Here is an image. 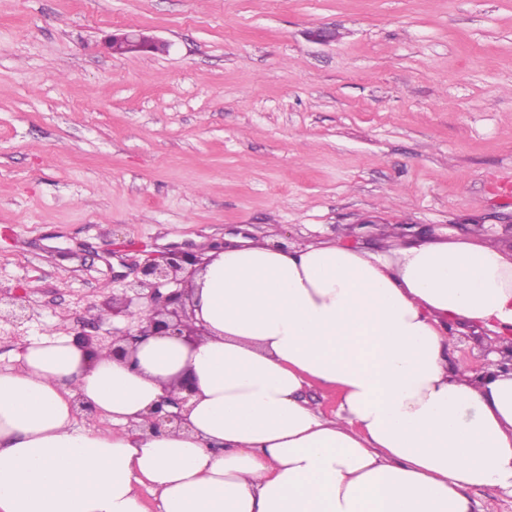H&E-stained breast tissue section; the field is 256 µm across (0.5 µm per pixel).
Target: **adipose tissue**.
I'll return each instance as SVG.
<instances>
[{"mask_svg":"<svg viewBox=\"0 0 512 512\" xmlns=\"http://www.w3.org/2000/svg\"><path fill=\"white\" fill-rule=\"evenodd\" d=\"M204 254L193 343L119 360L40 336L0 367V512H143V486L162 512H472L469 488H512V252ZM454 323L487 330L482 374L449 363ZM184 377L189 428L142 432ZM314 386L338 393L333 416L306 404Z\"/></svg>","mask_w":512,"mask_h":512,"instance_id":"1","label":"adipose tissue"}]
</instances>
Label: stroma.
Returning <instances> with one entry per match:
<instances>
[{
  "label": "stroma",
  "instance_id": "stroma-1",
  "mask_svg": "<svg viewBox=\"0 0 512 512\" xmlns=\"http://www.w3.org/2000/svg\"><path fill=\"white\" fill-rule=\"evenodd\" d=\"M135 27L160 53L110 54ZM330 41H314L317 28ZM512 251V0H0V365L201 242ZM4 318L16 323L28 320L27 307L17 293L0 292V320Z\"/></svg>",
  "mask_w": 512,
  "mask_h": 512
}]
</instances>
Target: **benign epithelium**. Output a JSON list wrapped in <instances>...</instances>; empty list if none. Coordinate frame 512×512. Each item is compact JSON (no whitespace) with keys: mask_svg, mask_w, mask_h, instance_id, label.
Returning <instances> with one entry per match:
<instances>
[{"mask_svg":"<svg viewBox=\"0 0 512 512\" xmlns=\"http://www.w3.org/2000/svg\"><path fill=\"white\" fill-rule=\"evenodd\" d=\"M107 47L115 52H159L168 48V44L158 38L141 36L137 30L119 29L112 33L106 42ZM201 258L172 254L164 263L148 261L139 267L140 277L127 284L120 298L112 300V315L122 316L128 320L125 328L112 329V335L121 336L127 341L124 346H117L111 341H94L88 335H78L84 348L98 350L107 348L112 356L125 358L136 350L135 341L140 336H172L191 339L197 335L194 325V309L190 304V285L196 273V266ZM151 308V314H145L144 307ZM7 319L21 323L28 320L26 305L16 293L0 292V320ZM180 392L193 393L188 382L183 381L177 392L168 397L169 404L177 407L176 412H151L146 425L140 427L143 432L158 434L170 424L181 427L187 424L184 405L188 398L178 396Z\"/></svg>","mask_w":512,"mask_h":512,"instance_id":"1","label":"benign epithelium"}]
</instances>
